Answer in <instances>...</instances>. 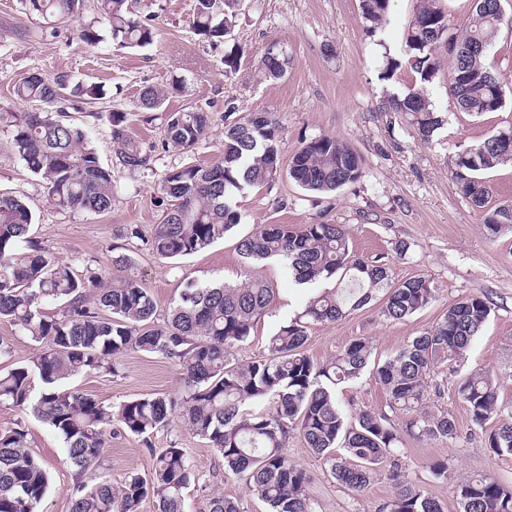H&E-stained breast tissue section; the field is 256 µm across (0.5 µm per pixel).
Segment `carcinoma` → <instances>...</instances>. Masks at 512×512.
<instances>
[{"instance_id": "carcinoma-1", "label": "carcinoma", "mask_w": 512, "mask_h": 512, "mask_svg": "<svg viewBox=\"0 0 512 512\" xmlns=\"http://www.w3.org/2000/svg\"><path fill=\"white\" fill-rule=\"evenodd\" d=\"M27 9L47 23H66L93 8L79 32L93 45L109 34L127 47H146L154 32L148 19L135 13L139 0H25ZM390 0H360L366 31L388 21ZM240 0H196L193 29L213 42L234 29ZM503 20L502 0L469 7L463 33L450 32L442 0H416L404 58L420 82L404 96L388 95L384 112H397L423 140L444 124L424 85L441 70L436 50L448 47V95L455 108L471 116L498 112L506 105L503 82L486 64L488 48ZM288 59L277 46L266 51L258 68L267 80L287 72ZM96 83L70 82L31 73L14 86L20 101L41 102L46 112H0V125L12 128L10 149L42 180L47 200L63 211L103 214L112 209V171L104 167L86 133L64 110L50 111L61 100L98 99ZM142 104L157 109L164 94L147 87ZM112 117V140L120 164L130 170L148 165L143 145ZM208 113L198 109L170 112L161 146L188 150L207 135ZM499 131L458 153L453 175L459 193L483 214L489 238L512 224V206L489 207L485 174L512 162L495 141ZM283 170L280 125L268 112H249L224 126V155L209 165L172 168L160 190L171 201L161 224L146 241L161 259L202 252L224 239L241 222L237 196L247 187L275 181ZM363 160L346 141L313 137L288 161V176L299 187L331 193L363 178ZM33 213L20 197L0 193V319L20 328L36 347L21 365L0 372V406L33 415L63 441L74 468L71 512H139L148 498L157 512H185L186 490L200 482L185 449L172 443L157 452L150 473L132 471L119 486L100 474L101 460L114 435H131L149 443L150 435L182 422L224 460V473L245 481L268 512H316L308 492L307 472L286 451L290 433L328 464L336 481L361 493L388 469L393 493L381 512H444L422 485L401 470L402 435L422 441H453L459 432L446 411L429 406L428 378L437 365L465 360L488 321L492 308L485 295H470L448 306L429 330L415 336L392 356L374 361L366 337L350 340L336 356L317 364L307 354L311 323L333 322L360 309L382 293L381 316L401 322L430 306L437 288L426 276L393 282L383 256L355 255L343 224H261L238 242L248 265L267 260L283 263L299 285L309 284L302 311L270 337L267 353L238 363L233 352L246 343L257 319L268 313L274 292L263 280L247 276L236 284L186 283L166 322L153 324L157 307L150 290L130 275L82 277L50 257L31 238ZM57 305L54 313L45 305ZM127 351L161 356L178 366V391L155 397L104 404L69 386L79 376L118 373V358ZM387 394L391 412L404 415L401 427L369 409L347 415L336 388L356 380L367 367ZM458 396L471 421L485 432V444L496 456L512 455V402L499 396L498 380L488 372L465 375ZM428 469L438 480L452 481L459 512H512V483L488 474L451 480L447 459ZM50 477L29 446L22 425L0 432V512H36ZM207 512H242L238 501L214 492Z\"/></svg>"}]
</instances>
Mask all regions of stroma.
Wrapping results in <instances>:
<instances>
[{
    "mask_svg": "<svg viewBox=\"0 0 512 512\" xmlns=\"http://www.w3.org/2000/svg\"><path fill=\"white\" fill-rule=\"evenodd\" d=\"M504 20L487 64L503 80L506 105L498 112L473 117L457 111L448 96V80L439 77L427 94L446 121L424 141L401 115L379 108L388 94H405L417 76L400 67L383 79L387 58H401L414 0H390L389 21L367 33L359 0H243L236 26L226 41L211 42L192 28L195 0H141L156 36L145 48H127L111 37L94 45L79 37L81 20L56 26L27 14L22 0H0V110L39 112L37 102H21L12 89L33 72L52 77L63 73L72 82L101 85V99L71 101L69 119L83 127L101 162L111 168L115 192L112 208L101 215L60 211L47 200L42 181L28 170L9 147L10 132L0 128V192L21 196L34 215L32 232L56 261L77 274L87 269L111 270L112 256H133L130 274L142 279L157 304V321L167 318L183 281L215 279L242 281L244 264L237 244L258 224H344L350 230L355 254L386 256L392 281L425 275L434 280L438 298L403 322H388L378 302L327 323L307 329L306 349L317 363L331 360L351 339L364 336L376 358H385L414 336L430 329L449 304L470 295H488L493 310L474 342L466 369H484L500 377V395L512 399V232L489 239L482 214L458 192L452 161L456 154L497 131L512 127V0H502ZM289 59L280 81H259L255 68L271 44ZM239 50L233 73H225L224 56ZM151 86L166 91L162 108H142L139 93ZM198 107L208 112V134L191 150L160 148L167 113ZM268 112L281 127L282 154L290 156L304 140L319 135L339 137L360 154L365 176L360 183L332 194H313L289 177L248 188L238 198L240 225L224 240L180 259L164 261L141 241L127 239L123 229L138 225L152 235L168 202L158 187L166 173L185 164L210 163L224 152V116ZM121 115L125 134L150 150L146 168L130 171L120 165L111 139L112 115ZM407 241V255L395 244ZM276 290L269 313L255 324L247 343L235 356L245 363L264 354L270 336L303 306L306 289L298 287L276 263L255 267ZM118 374L101 372L74 379V387L107 404L168 394L180 385L178 366L160 356L128 352L119 359ZM460 376L448 366L435 367L428 380L433 406L454 418L459 437L453 442L427 443L405 437L399 457L403 471L421 480L445 507L457 512L449 484L436 480L428 465L447 459L455 476L486 473L512 482V456H493L485 435L472 425L466 405L457 395ZM337 399L346 413L367 408L387 412V395L371 373L344 384ZM24 422L30 447L48 470L51 482L38 512H70L69 486L73 469L65 460L60 437L31 414L0 407V432ZM185 448L206 489L186 492L185 512H205L208 492L238 500L243 512H266L243 480L224 474L217 452L184 426L173 424L154 435L151 446L135 436L113 438L105 450L101 471L120 484L130 471L147 473L149 447L170 443ZM286 451L311 478L316 512H379L393 485L379 475L360 495H353L331 476L327 465L292 435Z\"/></svg>",
    "mask_w": 512,
    "mask_h": 512,
    "instance_id": "obj_1",
    "label": "stroma"
}]
</instances>
